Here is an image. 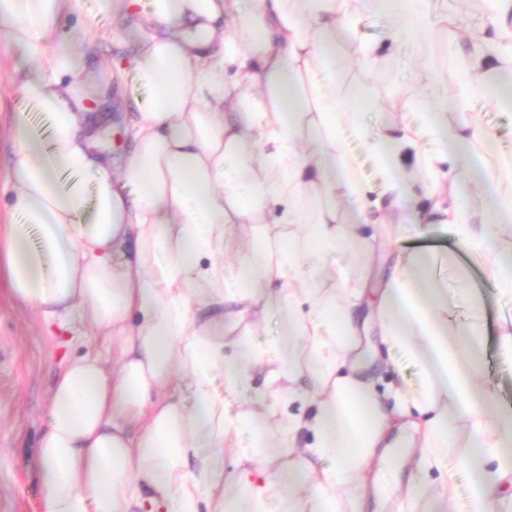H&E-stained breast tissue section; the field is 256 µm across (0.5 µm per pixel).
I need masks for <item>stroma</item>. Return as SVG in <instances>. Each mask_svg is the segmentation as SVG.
I'll return each mask as SVG.
<instances>
[{"label":"stroma","mask_w":512,"mask_h":512,"mask_svg":"<svg viewBox=\"0 0 512 512\" xmlns=\"http://www.w3.org/2000/svg\"><path fill=\"white\" fill-rule=\"evenodd\" d=\"M353 29V40L341 36L336 39L339 50L350 56L341 75L343 95H350L361 79L352 57L359 42L376 45L382 52L383 61L370 78L377 100H418L422 103L421 112H432L455 86L462 58L445 59L430 71L420 63L422 55L446 45L447 30L438 27L430 38L412 37L394 45L392 25L381 19L367 0L357 4ZM62 32L83 51L85 70L100 81L99 91L89 95L84 104L88 112L111 113L112 127L104 140L113 161H121L131 148L124 125L147 96L128 78L134 45L129 38L113 36L112 19L100 12L98 0H84L82 18L64 19ZM35 68L21 50L0 42V191L9 181L12 127L20 120L24 107L18 76ZM472 110L479 117L481 131L493 134L495 147L494 153H486L482 140L477 138L473 141L474 150L486 153L491 163L512 155V109L478 100ZM364 120L367 138H347L345 146L356 156L358 175L369 185L373 198L386 206L390 196L376 174V160L370 149V138L382 125L384 115L370 109ZM408 246L430 255L433 276L448 290V315L452 319L467 324L482 318L491 324L504 311L512 310V294L501 293L487 267L471 259L438 227H430L423 237L409 241ZM62 368L57 337L49 335L34 309L13 300L7 283L1 280L0 512H42L36 474L37 444L47 423L50 392Z\"/></svg>","instance_id":"35a3bbf8"}]
</instances>
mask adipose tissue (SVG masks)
I'll return each instance as SVG.
<instances>
[{
  "instance_id": "obj_1",
  "label": "adipose tissue",
  "mask_w": 512,
  "mask_h": 512,
  "mask_svg": "<svg viewBox=\"0 0 512 512\" xmlns=\"http://www.w3.org/2000/svg\"><path fill=\"white\" fill-rule=\"evenodd\" d=\"M99 2L128 22L135 0ZM355 2L152 0L146 21L128 22L149 97L117 166L101 147L112 116L86 112L81 56L59 33L83 0H0V41L37 60L20 92L46 122L11 132L7 207L37 237L7 234L0 275L67 349L38 443L43 512H354L405 467L399 512H455L464 471L469 512L512 506V405L482 381L488 342L512 359V319L492 339L480 324L451 327L422 251L395 259L368 307V266L324 261L420 235L405 199L421 181L449 235L512 294V252L500 248L512 157L486 166L480 221L468 184L436 176L443 163L476 165L473 100L512 107V0H485L479 20L451 0L436 16L431 0H375L399 38L438 21L452 29L449 50L471 47L453 90L460 123L440 108L378 131V174L395 200L380 213L341 143L343 130L366 133L339 101L336 37ZM424 132L433 153L419 149ZM281 306L272 357L250 338ZM92 331L104 348L87 347ZM382 344L417 361L421 389L401 381L379 396L367 370ZM257 375L263 390L242 400ZM461 428L458 456L449 440Z\"/></svg>"
}]
</instances>
